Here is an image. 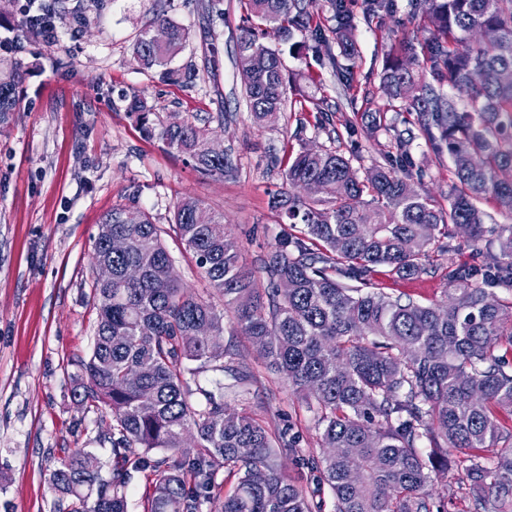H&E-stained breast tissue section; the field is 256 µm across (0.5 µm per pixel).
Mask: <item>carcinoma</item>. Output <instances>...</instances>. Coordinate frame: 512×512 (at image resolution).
<instances>
[{
    "mask_svg": "<svg viewBox=\"0 0 512 512\" xmlns=\"http://www.w3.org/2000/svg\"><path fill=\"white\" fill-rule=\"evenodd\" d=\"M247 26L237 41V61L265 60L245 86L254 122L263 125L285 111L288 80L280 50L271 41L307 40L300 51L337 44L353 52L355 16L349 0H330L334 41L313 22L306 0H248ZM429 37L387 53L381 87L392 101L416 114L438 152L448 151L455 180L448 208L412 185L410 140L402 150L359 176L352 159L333 148L318 156L301 147L288 158L285 183L314 180L321 197L280 189L273 207L299 233L285 232L263 259L268 286L225 240L221 218L192 199L174 212L175 232L221 304L183 287L169 266L163 228L139 212L138 224H120L116 207L99 224L92 263L112 265V284L94 283L97 336L77 404L101 402L112 409L114 465L108 479L89 448L54 461L50 488L56 512H127L129 470L152 469L153 489L145 512H202L219 474L236 478L221 512H322L320 486L335 498V512H448V498L429 490L431 472L450 471L472 495L478 512H512V431L497 414L512 416V225L498 228L500 252L485 266L448 262L446 301L422 305L362 284L377 266L400 277L425 271L423 260L440 248L453 225L477 247L486 233L488 201L512 215V0H423ZM392 0H364L366 19L392 12ZM168 31L156 44L152 30ZM189 32L156 14L133 44L142 69L165 82L188 85L193 65L171 67ZM422 53L438 80L421 83L413 68ZM22 64L0 78V122L16 111ZM128 111L142 132L187 156L204 175L233 177L228 156L205 147L203 131L186 122L167 126L151 118L147 103L134 96ZM120 236L126 248L108 250ZM231 317L239 333L288 379L295 393L315 399V427L321 447L315 456L288 433H272L252 415L224 402L227 373L237 383L250 378L234 364V353L211 342L224 335ZM205 323L208 335L194 330ZM192 361L195 367L184 363ZM214 376L202 383L199 376ZM428 443L430 451L422 452ZM494 448L490 457L482 452ZM462 455L450 459L448 449ZM306 466L315 487L289 479L283 453Z\"/></svg>",
    "mask_w": 512,
    "mask_h": 512,
    "instance_id": "1",
    "label": "carcinoma"
}]
</instances>
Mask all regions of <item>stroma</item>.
Listing matches in <instances>:
<instances>
[{
    "mask_svg": "<svg viewBox=\"0 0 512 512\" xmlns=\"http://www.w3.org/2000/svg\"><path fill=\"white\" fill-rule=\"evenodd\" d=\"M55 42L17 34V0L0 9V37L17 41L0 51V72L24 65L20 109L0 127V512H55L48 485L54 459L79 448L112 462V412L80 406L72 389L92 353L98 322L90 254L102 217L137 206L164 229L162 239L179 282L205 288L173 226L182 198L222 215L227 237L243 262L260 271L284 227L270 203L283 183L288 153L302 145L339 150L360 168L397 151V134L413 132L411 152L420 175L415 190L447 205L454 180L447 153L437 152L413 116L394 111L380 89L386 53L427 37L424 12L395 0L391 15L365 21L357 12L354 81L343 89L326 56L280 50L290 86L276 123L257 126L244 98L236 40L246 23L242 0H60ZM163 13L189 31L175 66L193 64L185 86L142 70L132 54L138 33ZM145 97L162 122L189 121L230 153L236 178L205 176L183 154L143 136L127 110ZM334 111V134L318 127L317 106ZM383 113L367 134L365 115ZM450 250L432 252L427 270L400 279L376 267L372 289L431 305L444 299L449 262L482 265L497 255L496 235L470 247L453 232ZM223 342L250 374L225 400L272 430H288L298 445L321 455L314 413L274 372L251 342L224 321Z\"/></svg>",
    "mask_w": 512,
    "mask_h": 512,
    "instance_id": "stroma-1",
    "label": "stroma"
}]
</instances>
